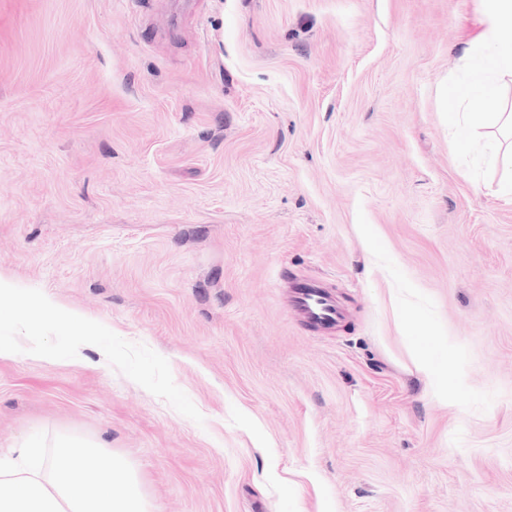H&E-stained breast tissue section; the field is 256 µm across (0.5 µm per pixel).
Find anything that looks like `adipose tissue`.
I'll return each mask as SVG.
<instances>
[{"label":"adipose tissue","instance_id":"obj_1","mask_svg":"<svg viewBox=\"0 0 512 512\" xmlns=\"http://www.w3.org/2000/svg\"><path fill=\"white\" fill-rule=\"evenodd\" d=\"M479 31L467 43L466 68L444 94L448 126L457 147L469 152L478 129L495 128L482 153L496 160L502 135L512 134L501 83L512 78V0H481ZM38 327L48 318L94 342V325L65 306L42 298L22 299L17 282L0 275V314ZM0 512H157L138 472L124 455L94 440L62 434L51 444L30 442L16 457L0 459Z\"/></svg>","mask_w":512,"mask_h":512}]
</instances>
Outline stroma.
<instances>
[{
    "instance_id": "1",
    "label": "stroma",
    "mask_w": 512,
    "mask_h": 512,
    "mask_svg": "<svg viewBox=\"0 0 512 512\" xmlns=\"http://www.w3.org/2000/svg\"><path fill=\"white\" fill-rule=\"evenodd\" d=\"M480 6L0 0V274L112 350L0 359V448L91 438L158 512H512L511 169L443 104ZM291 282L290 306L302 325L310 332L324 333L333 329L344 314L336 299L321 286V282L310 277L285 273Z\"/></svg>"
}]
</instances>
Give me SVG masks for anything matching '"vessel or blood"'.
<instances>
[{
	"instance_id": "1",
	"label": "vessel or blood",
	"mask_w": 512,
	"mask_h": 512,
	"mask_svg": "<svg viewBox=\"0 0 512 512\" xmlns=\"http://www.w3.org/2000/svg\"><path fill=\"white\" fill-rule=\"evenodd\" d=\"M289 280L291 309L308 331L324 333L343 319L340 305L319 280L295 274Z\"/></svg>"
}]
</instances>
